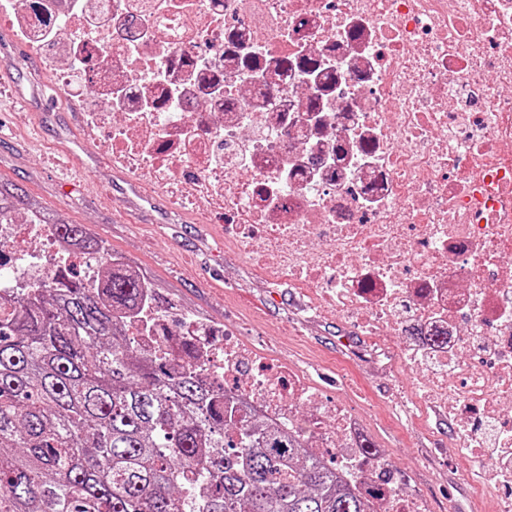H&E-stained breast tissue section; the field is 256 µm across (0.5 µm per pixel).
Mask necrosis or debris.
Returning a JSON list of instances; mask_svg holds the SVG:
<instances>
[{
  "label": "necrosis or debris",
  "mask_w": 512,
  "mask_h": 512,
  "mask_svg": "<svg viewBox=\"0 0 512 512\" xmlns=\"http://www.w3.org/2000/svg\"><path fill=\"white\" fill-rule=\"evenodd\" d=\"M51 26L19 0L0 20L52 47L63 103L91 80L102 149L144 187L226 217L241 254L364 335L402 336L422 378L409 418L443 408L469 481L512 457V0H51ZM292 69H285L284 60ZM325 64L314 77L304 64ZM102 254L47 224H0V289L33 288ZM224 398L303 445L336 451L374 512H425L363 419L325 403L285 362L210 338Z\"/></svg>",
  "instance_id": "4bbe7bcc"
}]
</instances>
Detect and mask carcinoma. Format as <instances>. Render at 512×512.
<instances>
[{"label":"carcinoma","mask_w":512,"mask_h":512,"mask_svg":"<svg viewBox=\"0 0 512 512\" xmlns=\"http://www.w3.org/2000/svg\"><path fill=\"white\" fill-rule=\"evenodd\" d=\"M31 201L0 178V224ZM153 303L143 277L110 264L96 290L68 273L27 298L0 293V512H369L286 433L245 424L202 379L196 343L135 348L128 322L149 332Z\"/></svg>","instance_id":"1"}]
</instances>
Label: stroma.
Here are the masks:
<instances>
[{
    "label": "stroma",
    "mask_w": 512,
    "mask_h": 512,
    "mask_svg": "<svg viewBox=\"0 0 512 512\" xmlns=\"http://www.w3.org/2000/svg\"><path fill=\"white\" fill-rule=\"evenodd\" d=\"M50 51L43 75L27 71L11 46L0 69L13 72L0 89V177L22 186L76 224L88 225L115 255L143 275L171 305L203 324L230 327L270 358L293 364L325 399L347 400L368 416V437L425 498L428 512H490L498 476L483 491L469 480L471 460L452 455L454 424L442 410L427 423H405L396 411L414 394L417 371L400 362V337L384 346L360 336L331 311L314 314L303 289L267 277L254 258L232 256L211 223L175 209L168 196H137L133 174L117 177L110 158L65 127L53 100Z\"/></svg>",
    "instance_id": "obj_1"
}]
</instances>
